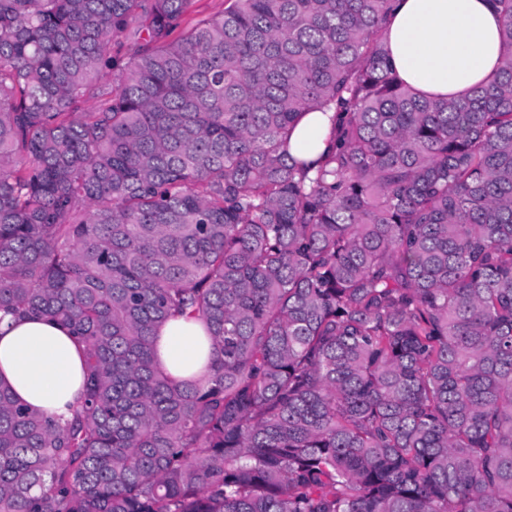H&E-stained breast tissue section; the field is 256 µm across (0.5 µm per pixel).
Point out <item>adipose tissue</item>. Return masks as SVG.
I'll return each mask as SVG.
<instances>
[{"mask_svg": "<svg viewBox=\"0 0 512 512\" xmlns=\"http://www.w3.org/2000/svg\"><path fill=\"white\" fill-rule=\"evenodd\" d=\"M499 13L490 0H396L385 30L392 67L420 95L462 100L497 74L502 53ZM331 111L301 117L290 153L318 161L328 148ZM158 361L175 380L201 377L212 345L205 327L183 317L159 331ZM85 353L56 321L0 317V385L39 411L68 418L81 395Z\"/></svg>", "mask_w": 512, "mask_h": 512, "instance_id": "ef3b65f1", "label": "adipose tissue"}]
</instances>
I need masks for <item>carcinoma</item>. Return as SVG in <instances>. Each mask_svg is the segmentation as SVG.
Listing matches in <instances>:
<instances>
[{
  "label": "carcinoma",
  "instance_id": "cac0c4a2",
  "mask_svg": "<svg viewBox=\"0 0 512 512\" xmlns=\"http://www.w3.org/2000/svg\"><path fill=\"white\" fill-rule=\"evenodd\" d=\"M194 2L0 0V311L87 356L63 423L0 386V512H512V0L461 101L393 0ZM334 112L313 110L301 117L290 137V153L306 162L318 161L328 148L330 118ZM158 361L176 381L199 378L210 362L212 345L195 319L169 320L159 330Z\"/></svg>",
  "mask_w": 512,
  "mask_h": 512
}]
</instances>
